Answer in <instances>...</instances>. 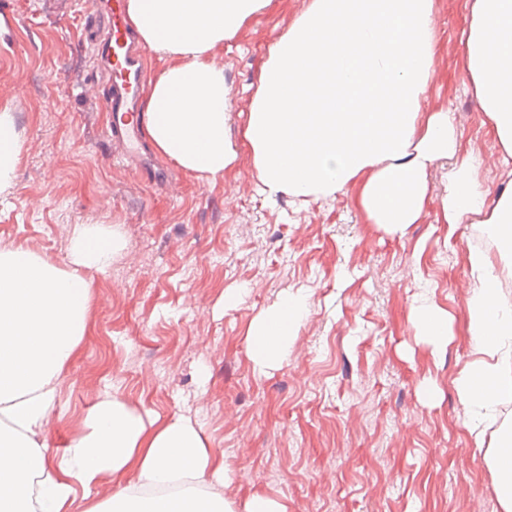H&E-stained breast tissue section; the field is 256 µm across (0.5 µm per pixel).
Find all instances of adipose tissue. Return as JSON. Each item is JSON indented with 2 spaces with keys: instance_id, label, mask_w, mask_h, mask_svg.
<instances>
[{
  "instance_id": "ef3b65f1",
  "label": "adipose tissue",
  "mask_w": 512,
  "mask_h": 512,
  "mask_svg": "<svg viewBox=\"0 0 512 512\" xmlns=\"http://www.w3.org/2000/svg\"><path fill=\"white\" fill-rule=\"evenodd\" d=\"M270 0H128L130 27L165 62L147 93V133L156 152L187 172L223 177L238 154L224 68L213 50L234 38ZM434 0H308L276 41L246 114L256 177L271 196L327 198L351 189L366 217L404 232L424 216L428 173L451 159L441 212L449 228L488 224L512 249V191L488 204L479 161L462 150L446 109L422 102L433 77ZM464 66L490 121L503 165L512 164V0H471ZM15 115L0 105V187L22 152ZM118 228L77 226L61 268L21 246L0 247V512H234L222 491L224 454L184 417H150L103 396L50 462L46 429L57 381L90 335L93 296L85 273L108 268ZM476 284L466 322L470 359L454 380L470 432L512 512V438L488 436L512 401V266L480 249L468 257ZM288 296L251 323L258 371L278 364L308 311ZM417 335L447 344L448 312L414 309ZM124 479L106 499L91 491Z\"/></svg>"
}]
</instances>
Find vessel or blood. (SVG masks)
<instances>
[{
    "mask_svg": "<svg viewBox=\"0 0 512 512\" xmlns=\"http://www.w3.org/2000/svg\"><path fill=\"white\" fill-rule=\"evenodd\" d=\"M91 9L98 24L88 45L94 72L105 85L100 99L109 114L105 136L120 157L136 162L145 122L139 109L147 81L142 53L128 26L126 0H93Z\"/></svg>",
    "mask_w": 512,
    "mask_h": 512,
    "instance_id": "b4317fda",
    "label": "vessel or blood"
}]
</instances>
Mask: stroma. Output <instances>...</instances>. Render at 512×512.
I'll return each mask as SVG.
<instances>
[{
  "label": "stroma",
  "mask_w": 512,
  "mask_h": 512,
  "mask_svg": "<svg viewBox=\"0 0 512 512\" xmlns=\"http://www.w3.org/2000/svg\"><path fill=\"white\" fill-rule=\"evenodd\" d=\"M307 5L272 0L213 52L235 118L234 166L212 180L164 161L155 188L112 157L106 114L81 43L85 0H0V104L23 142L0 193V246L64 264L79 224L118 227L125 247L89 273L95 326L58 385L48 428L61 454L101 394L164 418L197 421L227 464L224 497L254 491L288 512H501L454 380L470 352L469 250L482 224L449 230L447 184L431 170L427 211L404 233L370 224L354 192L301 202L262 193L243 136L270 46ZM470 0H435L436 74L425 109L444 107L463 148L481 158L491 196L512 171L463 68ZM244 289L225 306L224 293ZM310 296L287 357L253 369L247 329L290 293ZM429 300L453 318L442 352L417 336Z\"/></svg>",
  "instance_id": "stroma-1"
}]
</instances>
